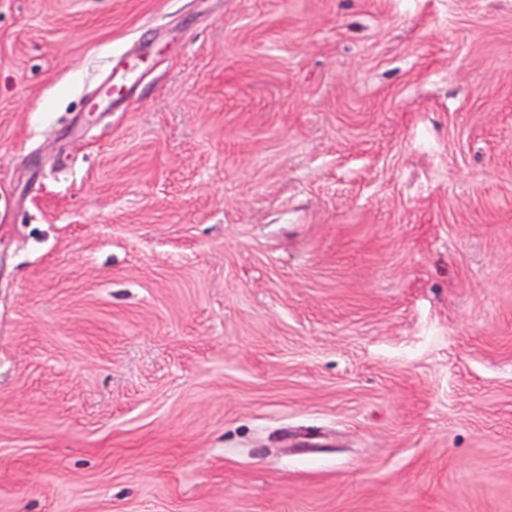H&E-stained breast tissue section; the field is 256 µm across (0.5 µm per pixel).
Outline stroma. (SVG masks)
Segmentation results:
<instances>
[{
  "instance_id": "obj_1",
  "label": "stroma",
  "mask_w": 512,
  "mask_h": 512,
  "mask_svg": "<svg viewBox=\"0 0 512 512\" xmlns=\"http://www.w3.org/2000/svg\"><path fill=\"white\" fill-rule=\"evenodd\" d=\"M0 512H512V0H0ZM136 68H137V63L133 60H124L118 64L113 65L112 66V79L109 83L103 85L100 88L96 97L92 98L93 99L92 107H96L97 100L99 97H101L103 95L107 96V94H105V91L107 89L111 88L112 84L113 85L114 84L123 85V84L128 83L132 79Z\"/></svg>"
}]
</instances>
